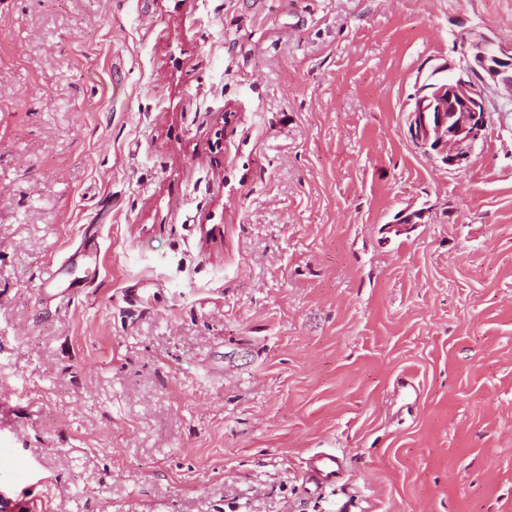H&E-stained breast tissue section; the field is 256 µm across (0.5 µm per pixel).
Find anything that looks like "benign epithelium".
Here are the masks:
<instances>
[{"label": "benign epithelium", "mask_w": 512, "mask_h": 512, "mask_svg": "<svg viewBox=\"0 0 512 512\" xmlns=\"http://www.w3.org/2000/svg\"><path fill=\"white\" fill-rule=\"evenodd\" d=\"M512 92V48L484 33L464 34L459 61H445L412 97L408 113L413 142L450 167H461L487 129V92Z\"/></svg>", "instance_id": "7a95c632"}]
</instances>
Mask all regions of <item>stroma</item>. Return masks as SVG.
<instances>
[{"label":"stroma","mask_w":512,"mask_h":512,"mask_svg":"<svg viewBox=\"0 0 512 512\" xmlns=\"http://www.w3.org/2000/svg\"><path fill=\"white\" fill-rule=\"evenodd\" d=\"M470 29L512 0H0V505L512 512V94L458 169L407 122ZM343 460L335 451H320L307 462L305 478L308 483L324 487L341 480Z\"/></svg>","instance_id":"stroma-1"}]
</instances>
